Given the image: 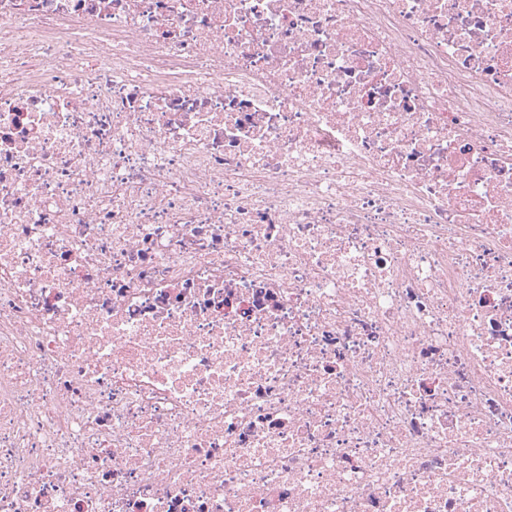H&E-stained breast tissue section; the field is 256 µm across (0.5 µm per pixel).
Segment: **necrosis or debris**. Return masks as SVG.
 <instances>
[{
  "instance_id": "4bbe7bcc",
  "label": "necrosis or debris",
  "mask_w": 512,
  "mask_h": 512,
  "mask_svg": "<svg viewBox=\"0 0 512 512\" xmlns=\"http://www.w3.org/2000/svg\"><path fill=\"white\" fill-rule=\"evenodd\" d=\"M0 512H512V0H0Z\"/></svg>"
}]
</instances>
